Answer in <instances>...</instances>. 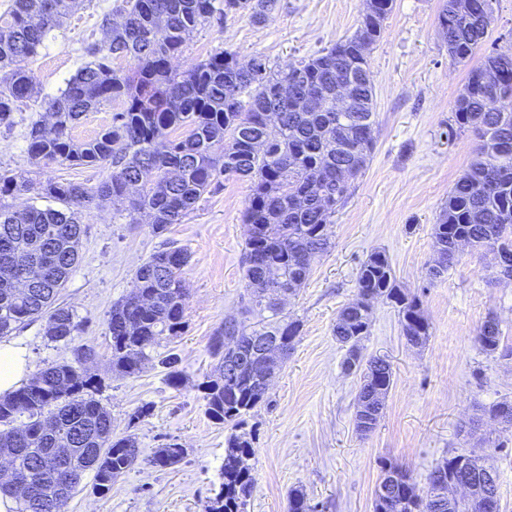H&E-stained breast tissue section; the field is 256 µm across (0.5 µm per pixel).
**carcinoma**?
Listing matches in <instances>:
<instances>
[{
	"mask_svg": "<svg viewBox=\"0 0 512 512\" xmlns=\"http://www.w3.org/2000/svg\"><path fill=\"white\" fill-rule=\"evenodd\" d=\"M76 2L14 0L0 15V125H12L19 103L31 95L34 76L27 62L63 26ZM392 6L393 0H373L355 34L295 65L274 69L255 56L245 69L235 53L222 49L177 71L171 60L183 52L194 30L230 14L245 13L259 25L277 8V0H120L122 22L114 25L111 14H103L104 39L84 45L88 61L44 103L50 120L31 121L26 134L33 164L104 166L110 169L107 177L89 188L0 168V338L43 318L45 335L64 344L78 329L74 313L58 303L79 261L83 226L78 208L89 209L106 198L125 200L129 223L147 217L160 234L182 223L218 177L249 183L243 220L251 234L244 279L247 310L259 320L222 324L210 344L214 371L198 385L209 417L231 429L223 482L208 512H247L255 484L254 450L252 438L237 428L268 399L252 371L224 381V359L247 349L254 336L295 339L300 334V322L284 313L278 294L297 295L315 261L328 251L327 226L371 160L376 113L368 54L382 38ZM490 6L492 0H469L468 11L459 13L457 0H446L438 21L454 61L468 62L485 41ZM117 60L130 68L115 66ZM489 73L496 77L492 83L485 81ZM348 76L360 84L352 103L338 112L336 82ZM314 95L322 108L311 106ZM110 104L117 105L111 125L88 141L73 138L71 130L83 116ZM272 110L277 111L273 124L267 122ZM177 130L182 136L170 138ZM460 131L472 132L477 142L433 225L436 252L446 256L456 240L466 239L477 253L496 251L512 271L511 55L490 52L470 71L448 126L452 137ZM27 193L49 205L17 211L4 202ZM189 259L185 248L171 244L136 269L131 290L108 315L113 370L133 376L156 359L167 369L168 383L182 385L175 354L159 353L157 347L183 328L188 293L183 271ZM270 269L276 272L273 278L266 277ZM369 295L397 308L407 342L420 346L430 336L417 297L397 283L388 256L372 251L360 265L355 298L333 326L336 341L346 347L342 365L360 376L355 425L364 436L375 429L384 406L363 409L362 398L374 388L387 392L393 384L391 365L361 352L370 328ZM476 340L489 354L512 356L494 314L478 327ZM93 355L80 347L75 361L51 364L0 395V458L34 484L28 496L0 484V497L15 502L13 512H68L86 472H93V488L104 492L138 462L136 437L112 435L111 414L94 398V382L81 368ZM486 414L512 426V400L489 406ZM21 417L27 418L22 431L13 427ZM186 453L171 440L154 451L148 464L173 467ZM462 457L454 453L437 462L421 490L409 473L382 463L381 471L395 478L387 493H374L373 512H435V474L446 481L459 478ZM288 512L317 510L303 490L293 489Z\"/></svg>",
	"mask_w": 512,
	"mask_h": 512,
	"instance_id": "1",
	"label": "carcinoma"
}]
</instances>
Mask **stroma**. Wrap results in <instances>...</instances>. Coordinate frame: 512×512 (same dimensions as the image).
Returning <instances> with one entry per match:
<instances>
[{"instance_id":"1","label":"stroma","mask_w":512,"mask_h":512,"mask_svg":"<svg viewBox=\"0 0 512 512\" xmlns=\"http://www.w3.org/2000/svg\"><path fill=\"white\" fill-rule=\"evenodd\" d=\"M443 4L394 0L387 30L370 52L374 152L328 227L330 250L286 302L301 330L266 405L247 419L255 449L248 512H287L294 488L303 489L319 512H372L382 463L403 468L421 486L432 467L454 452L497 467L502 512H512V428L488 423L471 435L463 428L484 407L512 400V359L485 353L476 340L478 326L493 313L505 344L512 346V281L497 280L491 257L468 251L442 278L427 275L434 258L431 227L476 144L468 132L448 135L455 101L469 67L479 65L485 52L512 54V0H493L488 37L465 66L448 55L438 23ZM116 5L80 0L65 28L50 33L29 63L35 77L31 100L11 126H0V167L29 169L28 122L41 101L58 95L83 64V42L103 39L100 18ZM365 10L366 0H278L264 24L237 14L194 31L173 66L184 70L215 50L229 49L239 61L260 56L271 67H283L353 34ZM248 194L247 182L219 179L183 223L160 234L148 222L127 223L118 202L82 210L80 259L59 295L79 324L71 343L48 340L41 319L11 335L12 343L25 348L33 375L73 361L77 347L92 349L83 368L94 380V396L111 413L114 436L134 434L144 456L107 492L94 490L92 476H85L68 512H208L223 481L226 431L207 415L198 385L213 369L209 345L215 331L224 319L243 315ZM169 242L190 254L185 327L160 346L179 357L184 380L177 388L154 362L135 376L113 371L107 329L108 313L130 291L136 268ZM374 250L386 252L400 286L419 297L430 337L423 346L410 345L392 305L374 303L362 352L386 357L394 383L377 426L364 436L354 422L359 378L344 373L345 350L332 328L356 294L362 260ZM144 405L149 415L131 422ZM171 438L186 448L184 460L164 470L147 464ZM501 441L506 451H496Z\"/></svg>"}]
</instances>
